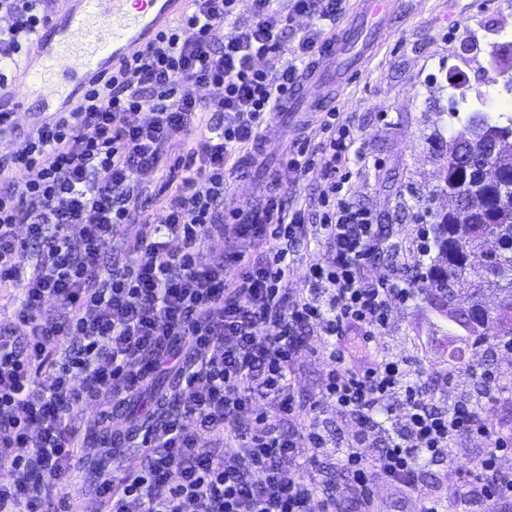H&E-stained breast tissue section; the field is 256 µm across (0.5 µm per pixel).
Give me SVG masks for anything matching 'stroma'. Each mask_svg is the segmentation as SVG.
<instances>
[{
  "mask_svg": "<svg viewBox=\"0 0 512 512\" xmlns=\"http://www.w3.org/2000/svg\"><path fill=\"white\" fill-rule=\"evenodd\" d=\"M511 29L512 0H398L377 37V55L337 96L325 99L319 111L305 118L278 114L276 132L258 156L241 150L224 193L225 223H245L276 193L284 195L288 205L312 213L320 210L326 184L298 176L289 159L301 143L308 152L320 151L327 136L325 125L334 120L348 126L353 142L354 153L345 165L346 187L357 205L372 212L390 244L388 251L363 266L362 277L375 280L398 271L414 278L429 261L423 248L430 243L432 214L449 205L436 191L437 173L446 160L433 137L455 126L453 107L492 113L512 107L491 83L494 71L489 56L493 46L505 44L504 33ZM140 188L150 200L151 221L119 226L108 255L109 262L119 267L127 262L135 242L159 222L161 201L170 192L165 174L157 171L141 174ZM295 251L288 286L298 294L308 269L332 265L335 253L324 237L314 234L300 240ZM437 320L418 292L408 302L392 303L384 330L372 342L353 330L338 348L355 368L383 355L403 361L440 406L476 399L468 364L485 363L491 372L512 380V352L501 348L470 350L463 361L449 362L448 340L433 329ZM302 341L290 380L294 410L286 426L291 429L317 420L328 450L314 462L315 476L326 493L337 497L342 512H359L352 478L336 453L337 447L353 439L355 426L323 391L333 363L318 328H306ZM178 383L176 372H156L149 389L133 397L141 431L153 429L165 412L174 411ZM116 405V399L106 395L72 413L79 430V460L63 491L72 512H98L101 481L122 473L140 453L136 447L113 449V436L129 423ZM491 446L484 437L463 439L447 460L423 467L425 486L435 490L463 476L472 460Z\"/></svg>",
  "mask_w": 512,
  "mask_h": 512,
  "instance_id": "1",
  "label": "stroma"
}]
</instances>
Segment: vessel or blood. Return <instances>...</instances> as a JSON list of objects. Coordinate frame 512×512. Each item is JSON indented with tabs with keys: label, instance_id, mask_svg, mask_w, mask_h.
<instances>
[{
	"label": "vessel or blood",
	"instance_id": "1",
	"mask_svg": "<svg viewBox=\"0 0 512 512\" xmlns=\"http://www.w3.org/2000/svg\"><path fill=\"white\" fill-rule=\"evenodd\" d=\"M189 0H76L67 9L58 41L44 51L34 75L61 98L62 80L91 84L110 65L146 48L168 18ZM383 11V0H359L357 10L338 33L330 36L320 60L309 65L297 90L281 106L285 112H314L322 98L332 94L329 74L344 54L351 29Z\"/></svg>",
	"mask_w": 512,
	"mask_h": 512
}]
</instances>
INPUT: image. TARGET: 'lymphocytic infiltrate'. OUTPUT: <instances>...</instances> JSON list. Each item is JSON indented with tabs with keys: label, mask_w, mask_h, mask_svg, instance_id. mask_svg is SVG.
Listing matches in <instances>:
<instances>
[{
	"label": "lymphocytic infiltrate",
	"mask_w": 512,
	"mask_h": 512,
	"mask_svg": "<svg viewBox=\"0 0 512 512\" xmlns=\"http://www.w3.org/2000/svg\"><path fill=\"white\" fill-rule=\"evenodd\" d=\"M270 0H192L178 25L157 32L141 53L124 59L85 89L77 106L39 116L22 153L0 155V291H13L16 322L0 327V467L19 480L0 481V512H49L77 464L75 408L107 393L132 396L148 387L150 370L177 366L175 412L154 428L128 475L103 483L102 512H308L319 485L314 473L298 478L283 459L314 462L327 449L316 421L305 424V445L285 435L269 415L240 425L255 397L287 412L291 367L303 325H318L334 363L325 389L357 426L342 452L361 512H380L375 483L394 484L419 503L418 512H465L482 499L487 512L512 499V473L497 464L512 442L494 437L471 405L435 408L425 385L399 362L381 358L354 370L337 349L350 330L372 341L393 301L409 300L413 284L392 274L369 282L361 268L385 249L369 211L342 196L336 174L350 149L346 128L331 132L319 159L292 157L302 177L331 184L316 229L336 253L332 267L311 269L305 292L288 290L293 245L308 233L304 210H286L270 198L263 218L238 224L245 240L235 271L198 260L201 242L224 232V174L228 161L260 139L295 84L298 63L315 51L324 31L309 30L282 73L254 67L277 58L287 16ZM50 0H0V88L51 19ZM249 21L216 43L215 30L240 14ZM217 87L193 97L189 86ZM149 121L138 124L136 113ZM146 170L180 172L162 204L160 224L139 201ZM205 192H197V182ZM151 224L132 257L112 267L107 256L119 225ZM280 225L279 244L266 248V227ZM181 243L170 249L171 240ZM60 313L43 317L48 301ZM269 325L260 333L259 325ZM188 339L193 359L176 348ZM151 366H143L146 355ZM401 395L407 418L376 464L357 449L381 429L388 399ZM239 442L224 450L227 435ZM479 434L494 448L477 458L462 489L427 491L421 468L449 457L457 439ZM262 480H255V473ZM37 481H30V474Z\"/></svg>",
	"instance_id": "f902f5d3"
}]
</instances>
